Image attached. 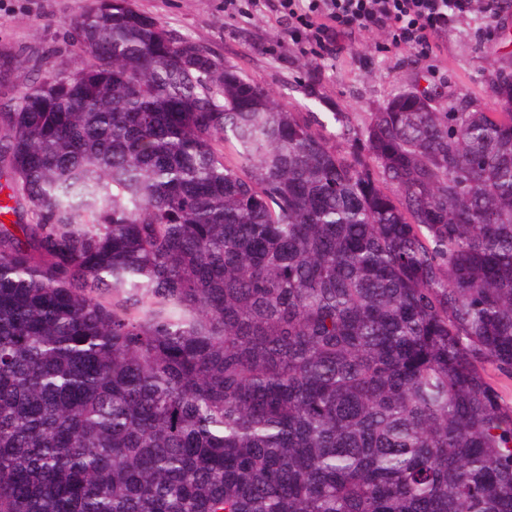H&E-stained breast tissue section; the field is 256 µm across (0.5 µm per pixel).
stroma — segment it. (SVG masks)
<instances>
[{
    "label": "stroma",
    "instance_id": "1",
    "mask_svg": "<svg viewBox=\"0 0 512 512\" xmlns=\"http://www.w3.org/2000/svg\"><path fill=\"white\" fill-rule=\"evenodd\" d=\"M91 0H0V54L16 66L6 85L17 92L45 67L74 72L84 59L64 26ZM134 10L152 18L172 37L206 46L242 76L258 81L284 112L313 121L324 131L335 126L334 113L355 119L409 91L429 90L438 100L464 95L493 109L496 98L487 82L496 69H512V0H500L493 18L470 13L436 39L425 59L390 45L372 31L336 39L335 55L315 61L304 42L291 41L269 9H252L230 18L224 0H130Z\"/></svg>",
    "mask_w": 512,
    "mask_h": 512
}]
</instances>
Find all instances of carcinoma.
Instances as JSON below:
<instances>
[{
  "label": "carcinoma",
  "instance_id": "carcinoma-1",
  "mask_svg": "<svg viewBox=\"0 0 512 512\" xmlns=\"http://www.w3.org/2000/svg\"><path fill=\"white\" fill-rule=\"evenodd\" d=\"M69 28L0 97V512H512V71L323 135L129 0Z\"/></svg>",
  "mask_w": 512,
  "mask_h": 512
}]
</instances>
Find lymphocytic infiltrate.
<instances>
[{
  "label": "lymphocytic infiltrate",
  "instance_id": "lymphocytic-infiltrate-1",
  "mask_svg": "<svg viewBox=\"0 0 512 512\" xmlns=\"http://www.w3.org/2000/svg\"><path fill=\"white\" fill-rule=\"evenodd\" d=\"M498 0H224L228 16L244 7H269L291 40L306 41L314 59L336 52L342 30L384 32L391 45L418 56H430L436 38L458 15L481 11L495 14Z\"/></svg>",
  "mask_w": 512,
  "mask_h": 512
}]
</instances>
